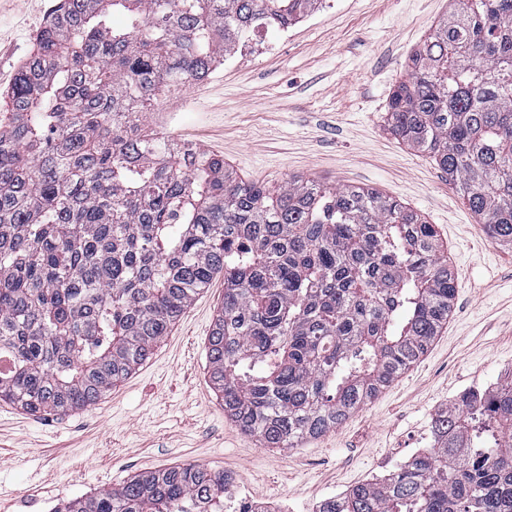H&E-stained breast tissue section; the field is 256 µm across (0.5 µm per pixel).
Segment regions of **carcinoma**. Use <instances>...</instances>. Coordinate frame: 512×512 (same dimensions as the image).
Here are the masks:
<instances>
[{
    "label": "carcinoma",
    "instance_id": "obj_1",
    "mask_svg": "<svg viewBox=\"0 0 512 512\" xmlns=\"http://www.w3.org/2000/svg\"><path fill=\"white\" fill-rule=\"evenodd\" d=\"M322 0H59L0 123V401L96 403L217 275L207 348L224 414L265 448L343 423L448 322L434 225L376 190L275 189L148 133L137 115ZM392 93L395 137L432 155L489 241L512 244V0H456ZM123 22L116 24L113 17ZM434 444L316 512H512V383L462 393ZM197 465L138 474L56 512H256Z\"/></svg>",
    "mask_w": 512,
    "mask_h": 512
}]
</instances>
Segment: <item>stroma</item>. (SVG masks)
Segmentation results:
<instances>
[{
	"instance_id": "1",
	"label": "stroma",
	"mask_w": 512,
	"mask_h": 512,
	"mask_svg": "<svg viewBox=\"0 0 512 512\" xmlns=\"http://www.w3.org/2000/svg\"><path fill=\"white\" fill-rule=\"evenodd\" d=\"M53 0H0V113ZM452 0H325L248 56L159 99L146 125L222 156L243 179L373 188L435 224L456 275L447 324L427 352L342 424L289 449L240 431L214 390L206 347L224 279L201 291L152 356L94 405L32 415L0 403V512L58 503L147 471L193 463L231 473L249 500L314 512L431 447L432 421L466 390L512 379V247L491 243L425 153L399 142L390 93Z\"/></svg>"
}]
</instances>
